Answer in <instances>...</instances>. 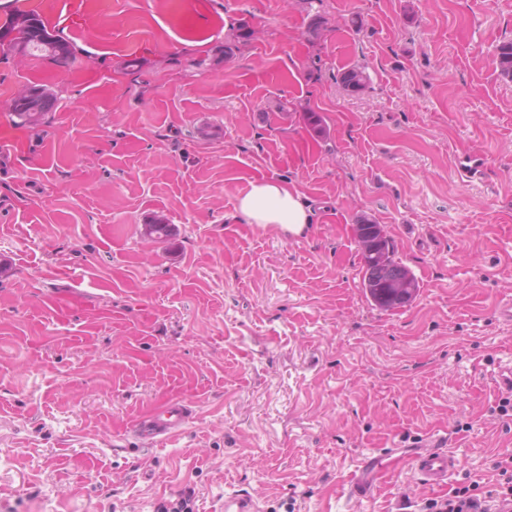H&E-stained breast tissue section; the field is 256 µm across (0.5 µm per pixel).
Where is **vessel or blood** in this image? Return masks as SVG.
I'll list each match as a JSON object with an SVG mask.
<instances>
[{
  "mask_svg": "<svg viewBox=\"0 0 512 512\" xmlns=\"http://www.w3.org/2000/svg\"><path fill=\"white\" fill-rule=\"evenodd\" d=\"M192 416V400L172 397L132 417L128 429L148 443L163 444L180 436ZM408 458L412 475L429 488L446 485L459 467L451 450L436 445L409 450ZM382 471L381 456L365 459L349 480L352 499L359 502L371 497Z\"/></svg>",
  "mask_w": 512,
  "mask_h": 512,
  "instance_id": "obj_1",
  "label": "vessel or blood"
}]
</instances>
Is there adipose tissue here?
Listing matches in <instances>:
<instances>
[{"mask_svg":"<svg viewBox=\"0 0 512 512\" xmlns=\"http://www.w3.org/2000/svg\"><path fill=\"white\" fill-rule=\"evenodd\" d=\"M237 210L246 223L280 227L297 235L304 234L311 222V209L302 193L281 179L251 180L248 191L238 198Z\"/></svg>","mask_w":512,"mask_h":512,"instance_id":"1","label":"adipose tissue"}]
</instances>
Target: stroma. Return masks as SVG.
<instances>
[{"label": "stroma", "mask_w": 512, "mask_h": 512, "mask_svg": "<svg viewBox=\"0 0 512 512\" xmlns=\"http://www.w3.org/2000/svg\"><path fill=\"white\" fill-rule=\"evenodd\" d=\"M63 30L69 67L0 51V512H157L194 489L262 512H424L396 467L363 503L358 461L448 438L495 482L512 430L490 412L512 361V81L495 67L512 0H0ZM251 44L225 55L231 26ZM366 66L370 87L340 84ZM58 97L19 127L13 98ZM324 116L313 136L303 108ZM482 159L461 178L458 157ZM307 198L291 243L247 224L258 177ZM370 215L420 282L383 310L353 239ZM166 239L144 237L156 217ZM70 303L58 319L49 300ZM197 385L183 436L116 434Z\"/></svg>", "instance_id": "obj_1"}]
</instances>
